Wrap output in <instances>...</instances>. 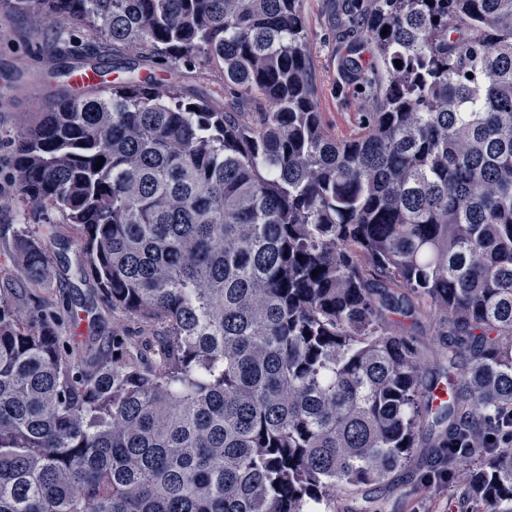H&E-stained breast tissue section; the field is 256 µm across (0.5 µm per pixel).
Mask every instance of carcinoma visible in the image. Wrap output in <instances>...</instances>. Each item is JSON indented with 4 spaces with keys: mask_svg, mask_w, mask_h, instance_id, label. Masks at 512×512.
Segmentation results:
<instances>
[{
    "mask_svg": "<svg viewBox=\"0 0 512 512\" xmlns=\"http://www.w3.org/2000/svg\"><path fill=\"white\" fill-rule=\"evenodd\" d=\"M0 1L61 82L124 74L21 134L0 211L62 222L3 256L136 325L78 356L92 304L0 293V512H384L421 443L461 512H512V0H345L348 136L303 0Z\"/></svg>",
    "mask_w": 512,
    "mask_h": 512,
    "instance_id": "carcinoma-1",
    "label": "carcinoma"
}]
</instances>
